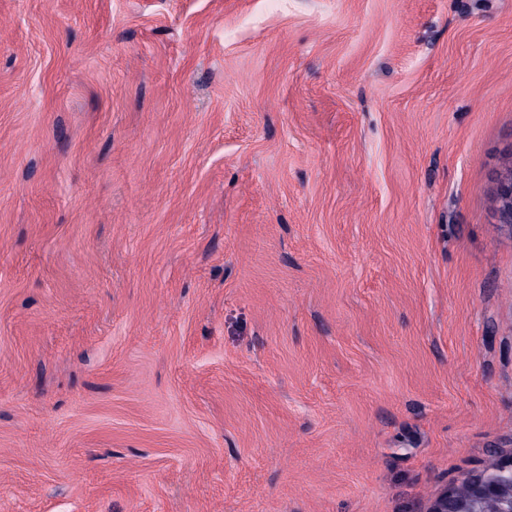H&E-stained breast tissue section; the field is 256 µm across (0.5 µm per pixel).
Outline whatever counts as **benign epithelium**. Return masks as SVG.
<instances>
[{"mask_svg": "<svg viewBox=\"0 0 512 512\" xmlns=\"http://www.w3.org/2000/svg\"><path fill=\"white\" fill-rule=\"evenodd\" d=\"M497 218L500 226L512 231V168L502 175L496 187ZM467 503L458 501L459 488H447L427 506L425 512H480L482 505L494 500L498 512H512V451L499 457L491 466L472 472L463 482Z\"/></svg>", "mask_w": 512, "mask_h": 512, "instance_id": "1", "label": "benign epithelium"}]
</instances>
